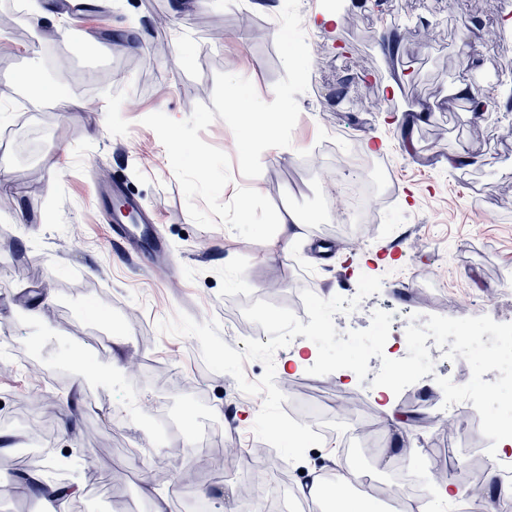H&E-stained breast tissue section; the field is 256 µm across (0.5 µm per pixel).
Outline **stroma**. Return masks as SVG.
I'll use <instances>...</instances> for the list:
<instances>
[{"label":"stroma","instance_id":"1","mask_svg":"<svg viewBox=\"0 0 512 512\" xmlns=\"http://www.w3.org/2000/svg\"><path fill=\"white\" fill-rule=\"evenodd\" d=\"M62 2L27 0L19 31L0 35V103L11 105L27 74L59 104L46 112L33 96L0 121V138L15 144L0 159V180L15 189L0 209V430L43 427L0 453V512H51L11 488L17 472L68 459L82 464L62 480L79 488L68 512H188L187 469L213 486L219 512H245L250 476L217 482L212 471L227 447H262L252 431L262 399L209 371L195 338L160 334L158 321L176 313L217 320L231 344L256 337L243 315L255 301L302 318V290L345 297L365 274L382 277L381 290L335 315L339 332L367 328L377 309L398 322L512 318L501 302L512 290V112L476 119L454 94L475 76L496 100L512 96L505 0H182L178 10L173 0H89L81 26ZM395 31L405 40L394 59L385 39ZM60 48L72 58L66 72L54 65ZM236 86L262 121L287 112L269 141L228 109ZM458 147L480 164L449 166ZM359 156L389 179L393 201L377 223L339 224L326 195L355 179ZM115 182L156 210L171 268L141 266L113 240L98 191ZM286 210L302 229L290 255L273 257L267 242ZM430 278L446 289L425 288ZM296 353L284 349L275 366L291 395L331 408L351 396L381 425L369 382L308 374ZM116 358L123 377L111 383ZM33 389L53 412L31 406ZM440 395L429 379L392 396L406 428L381 426L379 457L401 443L423 456L431 435L456 431L437 415ZM204 428L212 444L201 449ZM340 446L325 438L267 473V487L302 495L316 458L336 461Z\"/></svg>","mask_w":512,"mask_h":512}]
</instances>
